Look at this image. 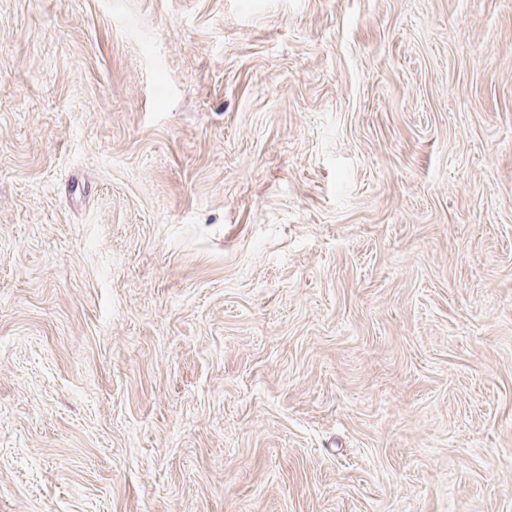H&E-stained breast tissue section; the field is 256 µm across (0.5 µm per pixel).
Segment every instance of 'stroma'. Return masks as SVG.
Wrapping results in <instances>:
<instances>
[{"label": "stroma", "mask_w": 512, "mask_h": 512, "mask_svg": "<svg viewBox=\"0 0 512 512\" xmlns=\"http://www.w3.org/2000/svg\"><path fill=\"white\" fill-rule=\"evenodd\" d=\"M0 512H512V0H0Z\"/></svg>", "instance_id": "35a3bbf8"}]
</instances>
